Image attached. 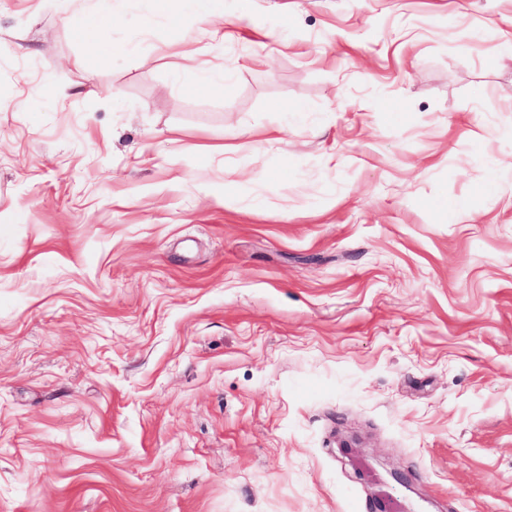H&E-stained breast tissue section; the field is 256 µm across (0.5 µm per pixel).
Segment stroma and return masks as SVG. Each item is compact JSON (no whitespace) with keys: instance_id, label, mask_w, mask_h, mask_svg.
<instances>
[{"instance_id":"stroma-1","label":"stroma","mask_w":512,"mask_h":512,"mask_svg":"<svg viewBox=\"0 0 512 512\" xmlns=\"http://www.w3.org/2000/svg\"><path fill=\"white\" fill-rule=\"evenodd\" d=\"M90 7L0 0V512H512V0Z\"/></svg>"}]
</instances>
